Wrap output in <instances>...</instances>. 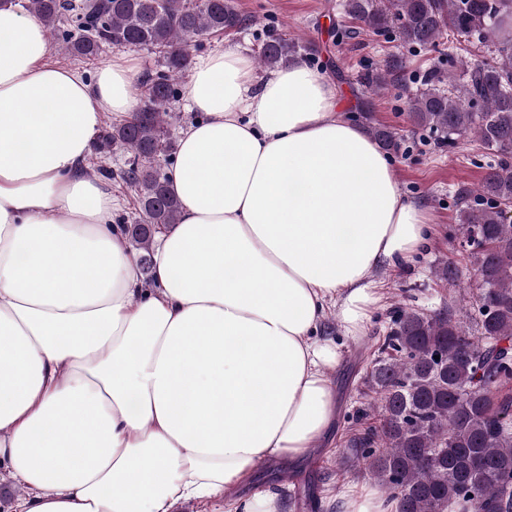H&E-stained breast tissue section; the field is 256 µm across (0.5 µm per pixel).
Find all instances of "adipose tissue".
<instances>
[{
    "label": "adipose tissue",
    "mask_w": 512,
    "mask_h": 512,
    "mask_svg": "<svg viewBox=\"0 0 512 512\" xmlns=\"http://www.w3.org/2000/svg\"><path fill=\"white\" fill-rule=\"evenodd\" d=\"M42 22L0 7V463L16 512H278L240 487L302 458L336 412L339 346L364 335L376 272L430 217L334 86L297 61L261 78L195 58L167 172L181 203L143 274L107 180L84 163L137 111L124 58L94 80L51 63Z\"/></svg>",
    "instance_id": "ef3b65f1"
}]
</instances>
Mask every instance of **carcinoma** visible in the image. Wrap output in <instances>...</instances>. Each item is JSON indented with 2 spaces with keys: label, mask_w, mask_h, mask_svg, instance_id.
<instances>
[{
  "label": "carcinoma",
  "mask_w": 512,
  "mask_h": 512,
  "mask_svg": "<svg viewBox=\"0 0 512 512\" xmlns=\"http://www.w3.org/2000/svg\"><path fill=\"white\" fill-rule=\"evenodd\" d=\"M342 7L375 35L397 28L408 45L428 49L451 35L488 47L490 58L466 61L458 74L431 71L408 110L440 143L475 137L500 156L476 190L461 192L464 248L479 284L476 333L449 306L400 311L368 372L366 425L352 433L346 461L379 482L397 512H448L457 502L471 512H512V397L500 395L512 388V0H343ZM25 8L74 58H94L106 45L163 54L164 70L143 80L144 106L100 143L104 152L118 143L128 154L121 179L137 208L120 224L147 274L155 230L177 223L181 209L160 157L187 46L240 30L247 18L238 0H28ZM300 51L295 40L271 35L258 62L279 68ZM390 75L389 66L377 69L370 91L385 92ZM369 133L398 149L390 129L373 125ZM435 276L450 288L459 281L448 264Z\"/></svg>",
  "instance_id": "cac0c4a2"
}]
</instances>
